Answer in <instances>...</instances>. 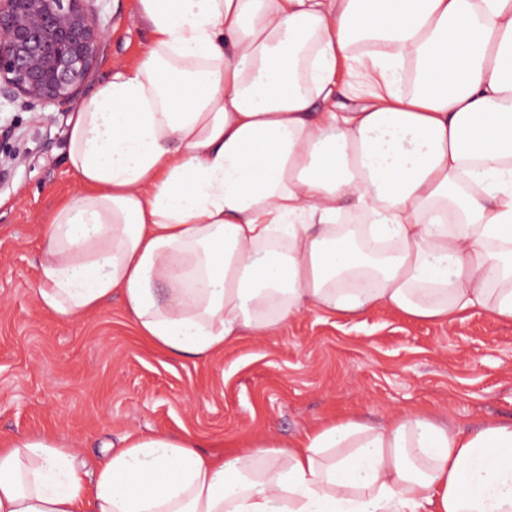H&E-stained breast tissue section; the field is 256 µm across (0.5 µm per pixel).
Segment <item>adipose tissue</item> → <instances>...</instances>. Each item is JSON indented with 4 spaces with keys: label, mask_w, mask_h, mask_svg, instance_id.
I'll use <instances>...</instances> for the list:
<instances>
[{
    "label": "adipose tissue",
    "mask_w": 512,
    "mask_h": 512,
    "mask_svg": "<svg viewBox=\"0 0 512 512\" xmlns=\"http://www.w3.org/2000/svg\"><path fill=\"white\" fill-rule=\"evenodd\" d=\"M137 12L148 51L67 124L80 190L48 219L41 308L79 320L116 296L197 358L304 311L512 322V0ZM342 65L367 89L346 110ZM124 441L90 481L52 436L1 444L0 512H512V422L345 419L221 453Z\"/></svg>",
    "instance_id": "obj_1"
}]
</instances>
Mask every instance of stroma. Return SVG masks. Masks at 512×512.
I'll return each instance as SVG.
<instances>
[{
	"instance_id": "stroma-1",
	"label": "stroma",
	"mask_w": 512,
	"mask_h": 512,
	"mask_svg": "<svg viewBox=\"0 0 512 512\" xmlns=\"http://www.w3.org/2000/svg\"><path fill=\"white\" fill-rule=\"evenodd\" d=\"M106 31L89 88L142 56L136 0H97ZM70 110L0 98L13 156L0 182V440L49 432L95 473L106 447L163 431L217 451L283 442L313 424H380L424 411L458 425L512 421V323L473 311L453 323L385 307L305 311L205 359L176 358L134 331L119 299L80 321L41 310L32 288L46 220L76 190L64 162Z\"/></svg>"
}]
</instances>
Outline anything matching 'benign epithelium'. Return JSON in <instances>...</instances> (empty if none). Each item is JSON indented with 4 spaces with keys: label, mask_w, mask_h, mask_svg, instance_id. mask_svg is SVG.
Segmentation results:
<instances>
[{
    "label": "benign epithelium",
    "mask_w": 512,
    "mask_h": 512,
    "mask_svg": "<svg viewBox=\"0 0 512 512\" xmlns=\"http://www.w3.org/2000/svg\"><path fill=\"white\" fill-rule=\"evenodd\" d=\"M97 0H0V97L63 110L90 80L105 42Z\"/></svg>",
    "instance_id": "obj_1"
}]
</instances>
